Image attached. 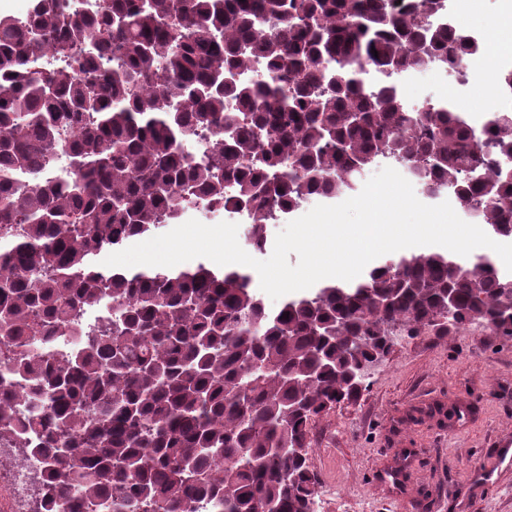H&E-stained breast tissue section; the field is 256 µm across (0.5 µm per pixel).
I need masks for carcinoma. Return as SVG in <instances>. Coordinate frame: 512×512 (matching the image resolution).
<instances>
[{
  "instance_id": "obj_1",
  "label": "carcinoma",
  "mask_w": 512,
  "mask_h": 512,
  "mask_svg": "<svg viewBox=\"0 0 512 512\" xmlns=\"http://www.w3.org/2000/svg\"><path fill=\"white\" fill-rule=\"evenodd\" d=\"M66 2L0 16V438L41 464L34 512H316L310 424L358 394L351 370L396 324L512 338V273L423 252L270 315L241 267L101 259L177 223L183 188L243 211L257 249L277 211L381 162L512 239V112L486 119L485 150L466 113L406 108L393 77L461 39L392 0ZM40 55L68 62L28 70ZM208 128L198 159L183 144ZM97 307L112 315L75 335Z\"/></svg>"
}]
</instances>
